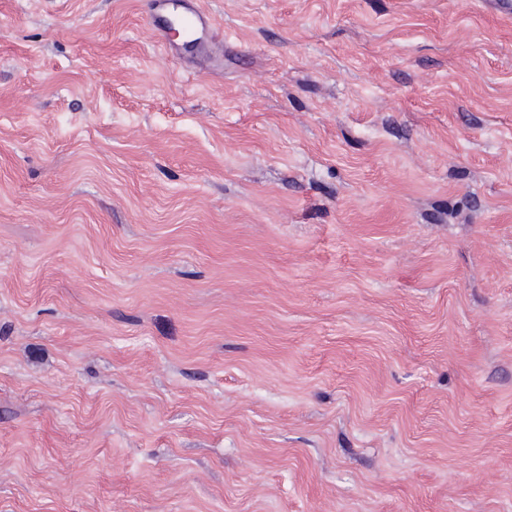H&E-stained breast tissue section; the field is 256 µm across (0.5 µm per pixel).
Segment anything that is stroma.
<instances>
[{
    "instance_id": "35a3bbf8",
    "label": "stroma",
    "mask_w": 512,
    "mask_h": 512,
    "mask_svg": "<svg viewBox=\"0 0 512 512\" xmlns=\"http://www.w3.org/2000/svg\"><path fill=\"white\" fill-rule=\"evenodd\" d=\"M0 0V512H512V14ZM156 4V26L157 37L167 44V31L169 28V17L180 15L183 21L191 27L198 35L196 40L203 46L204 39L212 34V26L209 17L194 9L186 0H155ZM171 32V31H170Z\"/></svg>"
}]
</instances>
